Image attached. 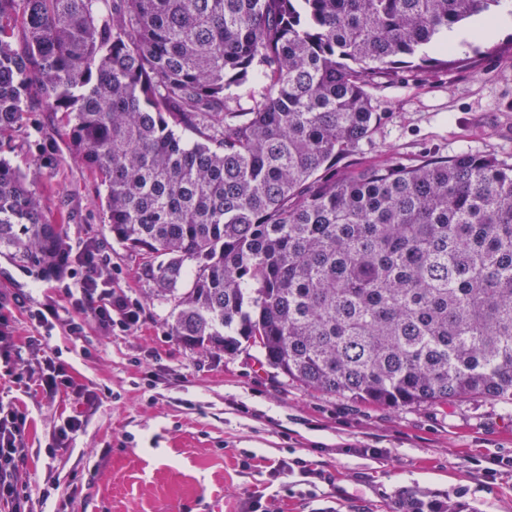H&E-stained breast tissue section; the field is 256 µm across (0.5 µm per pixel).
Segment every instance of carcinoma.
I'll return each instance as SVG.
<instances>
[{
    "label": "carcinoma",
    "mask_w": 512,
    "mask_h": 512,
    "mask_svg": "<svg viewBox=\"0 0 512 512\" xmlns=\"http://www.w3.org/2000/svg\"><path fill=\"white\" fill-rule=\"evenodd\" d=\"M503 0H0V256L66 271L25 169L104 191L168 332L366 403H512V157L349 164L370 89ZM35 112L38 152L9 156Z\"/></svg>",
    "instance_id": "obj_1"
}]
</instances>
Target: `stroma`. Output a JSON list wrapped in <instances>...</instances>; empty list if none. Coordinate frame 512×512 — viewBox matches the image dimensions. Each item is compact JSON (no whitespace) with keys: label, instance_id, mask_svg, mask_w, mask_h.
Wrapping results in <instances>:
<instances>
[{"label":"stroma","instance_id":"35a3bbf8","mask_svg":"<svg viewBox=\"0 0 512 512\" xmlns=\"http://www.w3.org/2000/svg\"><path fill=\"white\" fill-rule=\"evenodd\" d=\"M512 30L467 42L448 64L403 69L374 89L382 119L357 161L415 164L462 151L512 155ZM476 56L475 66L463 65ZM56 175H29L52 219L66 197L79 218L70 245L94 240L110 257L115 292L138 302L140 321L104 332L82 315L81 335L46 329L35 309L63 300L61 283L0 257V311L18 343L42 338L47 355L75 382L98 392L94 408L71 395L47 402L30 377H0V403L26 408L29 452L19 479L54 491L42 512H244L261 498L272 512H397L401 501L461 498L464 512H512V404L470 398L451 408H392L307 389L263 363L258 350L202 352L168 333L172 306L146 301L141 258L113 240L93 180L56 138ZM83 411L70 444L54 441L57 421ZM300 458L320 472L278 475ZM494 468L487 477L485 468ZM291 492H284V485Z\"/></svg>","mask_w":512,"mask_h":512}]
</instances>
